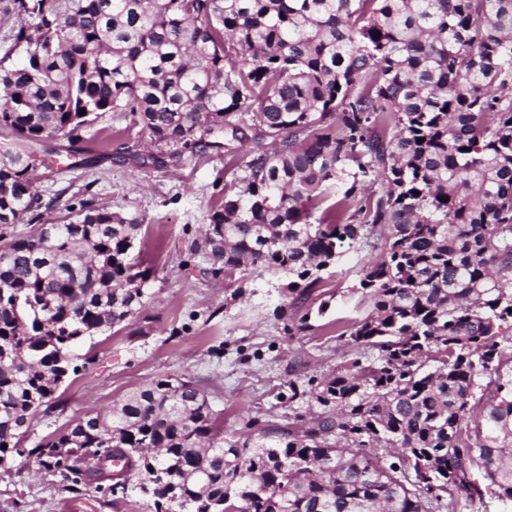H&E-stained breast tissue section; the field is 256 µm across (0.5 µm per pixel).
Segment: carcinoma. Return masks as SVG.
Here are the masks:
<instances>
[{
    "label": "carcinoma",
    "mask_w": 512,
    "mask_h": 512,
    "mask_svg": "<svg viewBox=\"0 0 512 512\" xmlns=\"http://www.w3.org/2000/svg\"><path fill=\"white\" fill-rule=\"evenodd\" d=\"M0 21L1 226L41 207L37 147L70 156L123 112L181 145L175 166L236 156L247 125L271 139L232 163L202 243L215 274L288 275V332L343 254L374 256L370 311L336 338L379 360L326 377L308 425L225 439L196 385L157 379L40 445L41 467L117 486L121 459L155 512L512 509V0H0ZM140 227L83 205L0 247V462L74 349L142 306Z\"/></svg>",
    "instance_id": "cac0c4a2"
}]
</instances>
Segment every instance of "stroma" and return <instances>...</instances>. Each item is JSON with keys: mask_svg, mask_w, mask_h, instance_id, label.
Segmentation results:
<instances>
[{"mask_svg": "<svg viewBox=\"0 0 512 512\" xmlns=\"http://www.w3.org/2000/svg\"><path fill=\"white\" fill-rule=\"evenodd\" d=\"M81 146L90 165L72 167L61 156L34 172L43 200L58 193L65 200L42 210L41 221L59 223L65 205L84 202L138 219L136 252L150 271L145 303L120 326L75 349L78 372L56 391L50 409L34 415L22 454L0 463V512H148L137 473L128 475L126 491L114 493L67 482L39 468L29 451L78 419L107 412L149 381H193L225 436L246 434L269 443L321 413L310 393L325 376L354 359L378 356L337 339L330 328L369 310L354 290L366 254L341 258L325 288L327 313L296 336L288 333L296 310L284 274L252 281L238 272L210 273L199 246L231 181L223 152L173 166L165 161L170 146L128 129L120 112L105 113L88 127ZM146 154L154 162L141 164Z\"/></svg>", "mask_w": 512, "mask_h": 512, "instance_id": "35a3bbf8", "label": "stroma"}]
</instances>
